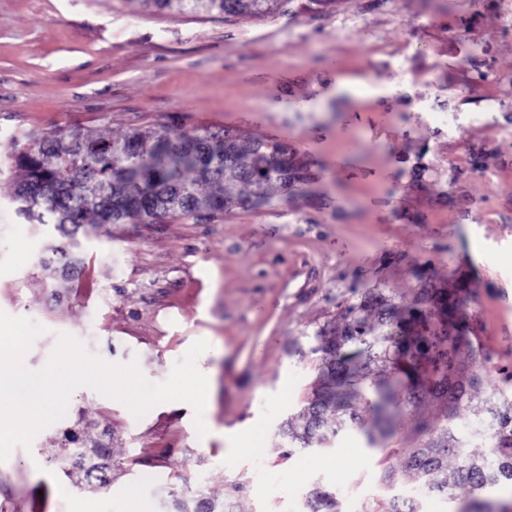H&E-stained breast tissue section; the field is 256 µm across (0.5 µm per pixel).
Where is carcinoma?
I'll return each mask as SVG.
<instances>
[{
    "label": "carcinoma",
    "mask_w": 512,
    "mask_h": 512,
    "mask_svg": "<svg viewBox=\"0 0 512 512\" xmlns=\"http://www.w3.org/2000/svg\"><path fill=\"white\" fill-rule=\"evenodd\" d=\"M159 10L174 2L196 15L224 20L261 19L283 11L287 0H136ZM15 166L24 176L9 182V198L29 224L47 226L65 242L46 244L37 259L46 288L59 279H76L83 269L76 252L79 235L106 224H150L168 215L196 217L245 207L254 193L270 201L306 178L288 146L245 138L230 131L194 128H136L115 139L69 134H27L13 141ZM464 283L425 282L413 290L406 314L380 290L339 306L336 327L313 336L319 375L311 398L282 425L288 444L303 452L327 447L353 430L370 444L391 435V420L430 407L418 438L387 449L377 462L387 486L410 474L419 488L467 512H512V501L489 493L512 486V395H482L488 359L467 336L469 317ZM479 419L464 430V413ZM67 450L72 468L87 487L105 484L112 456L99 439L76 438ZM176 512H224L198 491L174 500ZM308 512H340L337 492L316 486L306 493ZM362 512H421L416 499L366 501Z\"/></svg>",
    "instance_id": "1"
}]
</instances>
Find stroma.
Listing matches in <instances>:
<instances>
[{"instance_id":"obj_1","label":"stroma","mask_w":512,"mask_h":512,"mask_svg":"<svg viewBox=\"0 0 512 512\" xmlns=\"http://www.w3.org/2000/svg\"><path fill=\"white\" fill-rule=\"evenodd\" d=\"M495 0H288L253 20L133 0H0V178L19 179L12 138L134 128H228L294 149L311 180L288 199L213 218L111 224L84 238L82 276L44 288L45 238L0 190V311L43 326L25 357L42 369L62 333L89 353L137 361L153 382L197 340L213 382L198 438L184 402L134 417L89 388L30 448L0 462L7 512H174L170 492L204 490L225 512H306L283 484L387 487L356 432L314 453L279 433L318 375L308 338L340 304L376 288L405 307L424 277L466 278L483 390L512 392V24ZM453 112L446 130L429 101ZM80 425L109 434L112 481L83 488L60 448ZM238 435L237 453L224 439ZM264 450L256 470L252 448Z\"/></svg>"}]
</instances>
